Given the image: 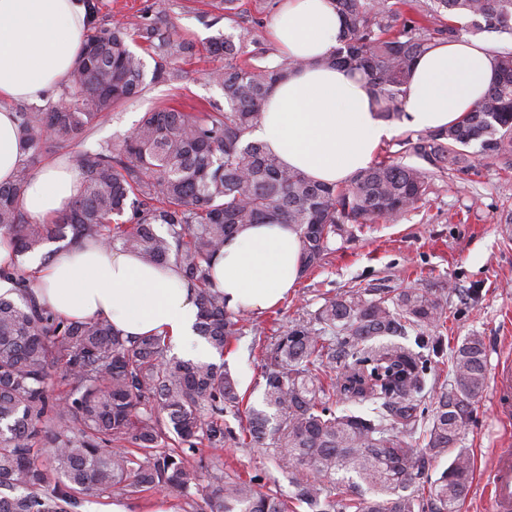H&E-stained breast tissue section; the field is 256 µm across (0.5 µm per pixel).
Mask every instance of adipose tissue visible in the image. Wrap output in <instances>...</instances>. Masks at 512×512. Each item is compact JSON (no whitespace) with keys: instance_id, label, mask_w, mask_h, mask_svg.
Masks as SVG:
<instances>
[{"instance_id":"adipose-tissue-1","label":"adipose tissue","mask_w":512,"mask_h":512,"mask_svg":"<svg viewBox=\"0 0 512 512\" xmlns=\"http://www.w3.org/2000/svg\"><path fill=\"white\" fill-rule=\"evenodd\" d=\"M85 0H0V183L25 155L13 104L41 102L67 84L84 48ZM278 60L301 69L271 93L252 136L285 166L326 184H343L371 165L397 133L381 118L367 81L347 68L322 65L344 40L330 0H281L269 27ZM496 77L486 45L469 36L421 55L406 86L403 123L417 130L451 125L484 98ZM82 174L58 161L31 176L23 208L46 221L69 210ZM36 298L69 320L105 318L124 336L162 335L188 355L196 340L194 291L174 265L94 243L63 248L32 264ZM302 278L301 241L291 224H247L228 238L211 270L229 309L278 306Z\"/></svg>"}]
</instances>
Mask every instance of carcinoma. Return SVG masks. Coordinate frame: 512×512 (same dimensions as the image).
Instances as JSON below:
<instances>
[{
    "instance_id": "carcinoma-1",
    "label": "carcinoma",
    "mask_w": 512,
    "mask_h": 512,
    "mask_svg": "<svg viewBox=\"0 0 512 512\" xmlns=\"http://www.w3.org/2000/svg\"><path fill=\"white\" fill-rule=\"evenodd\" d=\"M85 50L65 98L15 116L27 154L0 184V234L23 257L47 242L96 241L173 263L195 291L196 333L224 357L243 334L244 311L228 308L210 269L224 240L243 224H293L303 271L321 266L347 224L396 221L431 190L435 177L466 179L464 148L512 162V51L491 52L497 78L485 98L457 123L408 133L399 141L411 164L382 159L346 185L319 183L284 167L263 144L247 140L264 118L273 88L300 62L256 63L269 51L240 25L239 0H222L224 20L240 29L209 40L224 68L208 78L224 90V107L144 113L115 147L105 142L72 161L83 187L58 220H29L24 187L41 158L78 142L114 107L145 88V64L130 43L157 56L151 82L180 79L175 64L195 54L163 9L134 28L100 22L99 0H86ZM346 38L326 65L362 74L386 120H402L405 86L416 59L458 36L451 16H468L473 31L512 35V0H332ZM167 226L159 235L154 225ZM18 300L0 296V512H74L83 496L127 498L163 487L191 497L207 468L201 447L263 445L277 439L292 490L264 493L257 482L218 479L195 512H460L472 466L458 447L475 401L487 385L483 338L468 336L453 355L454 379L426 407L430 359L394 341L409 330L438 327L442 308L423 288L393 298L365 293L328 299L309 323L277 336L264 371V410H245L235 430L224 413H240L237 380L213 362L169 358L167 339L130 340L107 319L65 321L38 307L23 265L0 268ZM387 341H382V338ZM336 373L326 389L323 366ZM70 389L52 396L53 371ZM372 405L368 416L339 403ZM274 413H268V410ZM428 423L425 451L410 439ZM455 453L419 494L432 458ZM336 498H331V492Z\"/></svg>"
}]
</instances>
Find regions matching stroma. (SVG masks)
<instances>
[{"instance_id":"stroma-1","label":"stroma","mask_w":512,"mask_h":512,"mask_svg":"<svg viewBox=\"0 0 512 512\" xmlns=\"http://www.w3.org/2000/svg\"><path fill=\"white\" fill-rule=\"evenodd\" d=\"M217 2L165 0L168 21L196 43L198 55L180 62L177 87L148 85L138 99L93 125L85 139L72 144V151L121 143L143 113L156 107L176 103L201 109L223 104V90L207 77L221 62L204 51L211 37L231 31ZM478 151V144L469 145L477 170L470 181L450 175L436 178L426 200L398 222L349 225L347 235L333 240L322 265L308 272L279 307L247 314L243 334L224 350L244 406L263 405L265 360L253 347L255 339L312 321L325 300L352 291L391 297L406 288H424L439 298L444 354L431 364L432 396L447 390L453 378V353L468 336L483 338L487 377L495 379L500 363L512 359V236L502 232L504 220L512 217V164L479 156ZM493 394V387H486L459 442L473 460L461 512H489L484 473L490 451L512 445V425L499 422ZM282 454L275 444L203 451L210 475L228 480L257 474L263 478L264 491L272 493L290 487L291 476L279 465Z\"/></svg>"}]
</instances>
